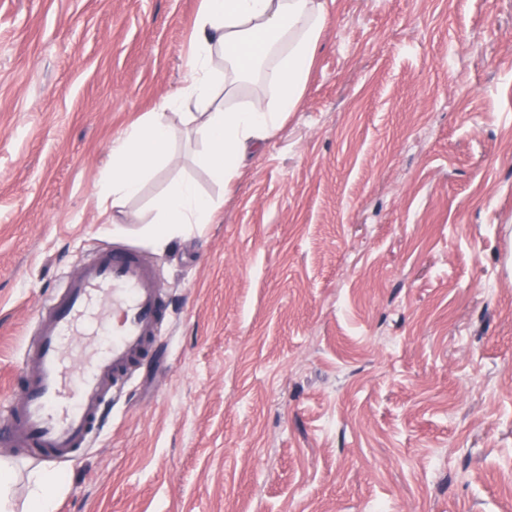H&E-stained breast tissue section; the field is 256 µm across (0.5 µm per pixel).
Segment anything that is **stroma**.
Wrapping results in <instances>:
<instances>
[{
  "instance_id": "stroma-1",
  "label": "stroma",
  "mask_w": 512,
  "mask_h": 512,
  "mask_svg": "<svg viewBox=\"0 0 512 512\" xmlns=\"http://www.w3.org/2000/svg\"><path fill=\"white\" fill-rule=\"evenodd\" d=\"M201 0H0V398L97 246L171 313L56 512H512V0H334L231 187L174 159L101 212L112 141L185 77ZM221 200L157 241L176 180Z\"/></svg>"
}]
</instances>
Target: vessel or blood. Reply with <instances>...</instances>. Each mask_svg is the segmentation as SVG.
I'll return each instance as SVG.
<instances>
[{"mask_svg":"<svg viewBox=\"0 0 512 512\" xmlns=\"http://www.w3.org/2000/svg\"><path fill=\"white\" fill-rule=\"evenodd\" d=\"M98 309L112 323L111 342L70 360L79 324ZM166 312L151 261L133 248L96 249L37 309L17 395L1 410L0 445L23 461L75 457L96 437L113 391L152 352Z\"/></svg>","mask_w":512,"mask_h":512,"instance_id":"vessel-or-blood-1","label":"vessel or blood"}]
</instances>
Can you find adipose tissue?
<instances>
[{"label":"adipose tissue","mask_w":512,"mask_h":512,"mask_svg":"<svg viewBox=\"0 0 512 512\" xmlns=\"http://www.w3.org/2000/svg\"><path fill=\"white\" fill-rule=\"evenodd\" d=\"M330 0H202L192 33L187 75L163 111L133 123L112 142V175L99 192L100 205L126 208L145 180L173 159L175 138L166 112L181 114L206 141L196 157L215 182L232 185L247 154L259 151L296 111L329 14ZM223 57V68L214 60ZM266 69L273 102L230 104L234 85L253 65ZM220 209L187 181L172 183L154 205L160 237L191 224H209Z\"/></svg>","instance_id":"adipose-tissue-1"}]
</instances>
